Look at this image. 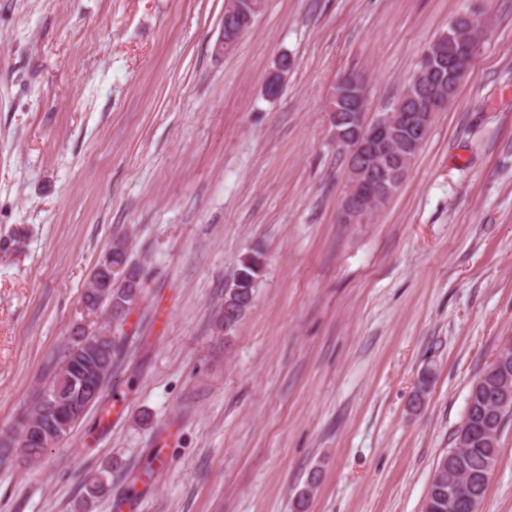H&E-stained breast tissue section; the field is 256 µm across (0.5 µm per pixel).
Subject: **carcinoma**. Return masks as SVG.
Here are the masks:
<instances>
[{"instance_id": "1", "label": "carcinoma", "mask_w": 512, "mask_h": 512, "mask_svg": "<svg viewBox=\"0 0 512 512\" xmlns=\"http://www.w3.org/2000/svg\"><path fill=\"white\" fill-rule=\"evenodd\" d=\"M395 154L405 165H411L421 146L408 144L406 135L397 133ZM112 267V282L107 292L98 289L95 279L101 267ZM264 265L262 254L253 250L240 259L236 273L224 288V305L217 315L218 333L233 332L239 322L252 308L255 288L262 277ZM143 273L138 293L133 296L126 288V274ZM150 288V276L145 266L133 259L131 241L128 236L118 237L110 249L98 261L89 277L82 301L91 312L105 315L112 326L111 336L83 351L84 333L79 331L57 365L52 379L45 385L38 401L20 423L14 436L0 442V455L13 457L24 455V464L31 465L51 447L61 443L72 429L84 419L91 408L90 402H99L105 387L112 378V371L124 347V326L129 315L146 298ZM471 428L468 416H463L453 433L450 448L437 460L422 504V512H469L461 506L448 502V485L461 487L459 496H470L466 480L472 474L485 472L486 463L497 461L500 448H490L482 443H471L463 448L457 446L458 433Z\"/></svg>"}]
</instances>
